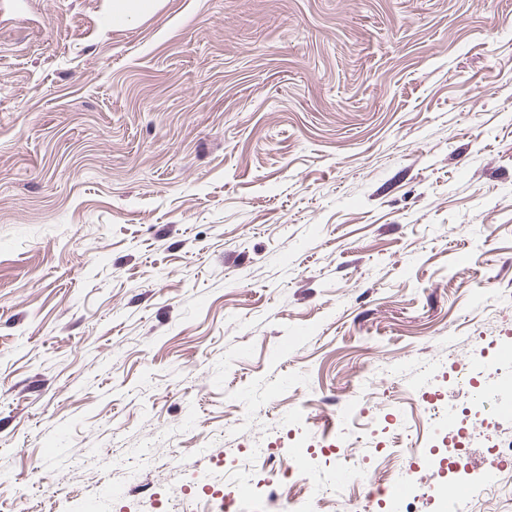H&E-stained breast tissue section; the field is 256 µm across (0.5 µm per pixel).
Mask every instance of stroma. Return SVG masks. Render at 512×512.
<instances>
[{
  "label": "stroma",
  "instance_id": "1",
  "mask_svg": "<svg viewBox=\"0 0 512 512\" xmlns=\"http://www.w3.org/2000/svg\"><path fill=\"white\" fill-rule=\"evenodd\" d=\"M475 336L512 337V0H0V512L297 428L400 466L370 424L425 448ZM158 5V0H113L112 25L125 27L132 20L150 14Z\"/></svg>",
  "mask_w": 512,
  "mask_h": 512
}]
</instances>
